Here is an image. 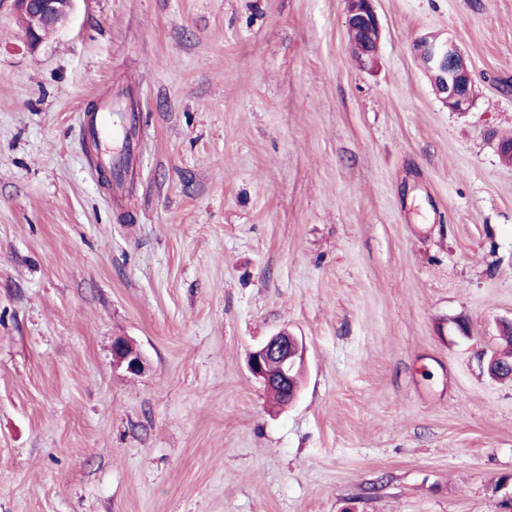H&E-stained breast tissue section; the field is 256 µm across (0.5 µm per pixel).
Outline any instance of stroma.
<instances>
[{
    "label": "stroma",
    "mask_w": 512,
    "mask_h": 512,
    "mask_svg": "<svg viewBox=\"0 0 512 512\" xmlns=\"http://www.w3.org/2000/svg\"><path fill=\"white\" fill-rule=\"evenodd\" d=\"M375 7L365 70L345 0H77L35 48L0 0V512H512L478 359L512 319V0ZM109 97L141 154L107 188ZM283 329L282 409L247 357ZM416 50L426 62L425 69L442 103L453 112H468L473 77L458 46L448 39L427 36L417 43ZM119 103H106L93 114L83 126L84 138L100 141L102 138L112 139V131L117 126L120 113L112 112ZM113 362L118 367H124L131 375H141L146 369V360L131 340L118 337L112 343Z\"/></svg>",
    "instance_id": "stroma-1"
}]
</instances>
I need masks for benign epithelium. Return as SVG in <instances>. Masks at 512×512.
I'll list each match as a JSON object with an SVG mask.
<instances>
[{
	"instance_id": "7a95c632",
	"label": "benign epithelium",
	"mask_w": 512,
	"mask_h": 512,
	"mask_svg": "<svg viewBox=\"0 0 512 512\" xmlns=\"http://www.w3.org/2000/svg\"><path fill=\"white\" fill-rule=\"evenodd\" d=\"M26 17V39L32 46L43 41V32L57 30L69 19L76 0H14ZM346 22L351 36L350 51L364 68L377 63L381 40V25L374 0H346ZM420 58L442 101L453 112H467L471 107L470 89L473 77L458 46L435 36L422 38L416 45ZM306 346L303 338L282 330L260 343L249 355L250 373L270 389H278L284 396L283 404L297 395L302 374ZM112 358L116 366L138 376L146 369V360L131 340L118 337L112 343ZM277 371L270 372L271 366Z\"/></svg>"
}]
</instances>
